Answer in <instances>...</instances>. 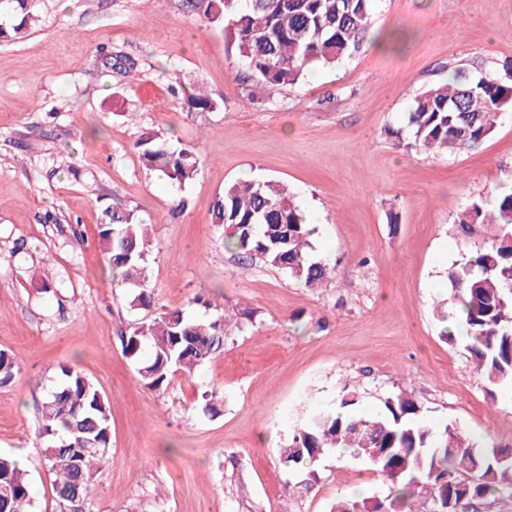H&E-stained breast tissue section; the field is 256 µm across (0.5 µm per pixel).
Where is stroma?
Instances as JSON below:
<instances>
[{"label":"stroma","instance_id":"obj_1","mask_svg":"<svg viewBox=\"0 0 512 512\" xmlns=\"http://www.w3.org/2000/svg\"><path fill=\"white\" fill-rule=\"evenodd\" d=\"M33 4L28 36L0 42V350L18 364L0 386V453L25 458L41 512L57 504L35 426L63 365L110 406L112 451L84 512H329L357 485L385 497L382 476L347 454L299 468L281 457L344 389L365 414L410 393L437 424L512 449V386L489 389L464 341L444 337L457 308L448 268L500 234L461 235L456 217L512 187V109L472 149L391 135L413 96L459 64L512 60V0H376L350 58L262 102L247 97L236 44L183 0ZM103 47L137 74L98 69ZM198 85L213 111H189L183 92ZM147 131L195 149L194 180L178 189L144 164ZM242 179L284 182L315 214L314 255L333 268L321 287L225 249L212 209ZM110 205L154 226L153 312L189 310L197 294L223 304L224 353L202 378L154 392L124 353L120 334L144 313L113 288L99 248ZM208 388L224 395L214 417L200 407Z\"/></svg>","mask_w":512,"mask_h":512}]
</instances>
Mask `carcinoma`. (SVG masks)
<instances>
[{"label": "carcinoma", "mask_w": 512, "mask_h": 512, "mask_svg": "<svg viewBox=\"0 0 512 512\" xmlns=\"http://www.w3.org/2000/svg\"><path fill=\"white\" fill-rule=\"evenodd\" d=\"M374 0H186L210 21L223 26L237 44L248 72L250 100L297 84L314 66L334 67L356 51L370 27ZM14 12V24L0 22V40L24 37L30 22L29 0H0ZM100 65L128 74L137 63L103 52ZM197 112L215 108L199 89L186 93ZM512 107V61L485 72L480 64L457 68L448 81L416 94L405 116V129L426 150L475 148L494 131L499 112ZM142 158L170 182L183 186L197 174L201 157L176 147L156 132L136 142ZM213 223L224 228V247L243 261L278 269L306 288L328 279L331 269L313 254V228L288 186L276 180L230 183L214 204ZM461 229L497 224L502 234L483 251L448 268L447 279L459 301L467 350L490 389L512 384V190L491 201L474 200L456 218ZM99 246L112 267V286L130 288L132 309L151 308L147 273L152 247L149 225L131 211L108 209ZM191 304L201 317L182 311L159 312L133 324L123 337L125 353L139 362L143 385L166 391L174 374L190 377L224 353V306L201 296ZM17 363L0 350V385L9 383ZM359 396L342 390L331 411L312 413L296 430L283 460L301 465L325 450L345 448L370 464L390 485L385 497L391 512H434L436 500L461 484L477 485L466 501L492 494L512 495V469L496 454L471 453L475 447L447 424L431 425L423 406L401 391L383 400L374 415L358 412ZM35 435L42 440L44 465L54 476L59 512H82L92 492V476L112 450L109 405L97 385L81 370L63 366L58 383L44 398ZM367 437L380 455H359L357 437ZM29 477L8 455H0V512H27ZM330 512H377L374 500L344 499Z\"/></svg>", "instance_id": "obj_1"}]
</instances>
